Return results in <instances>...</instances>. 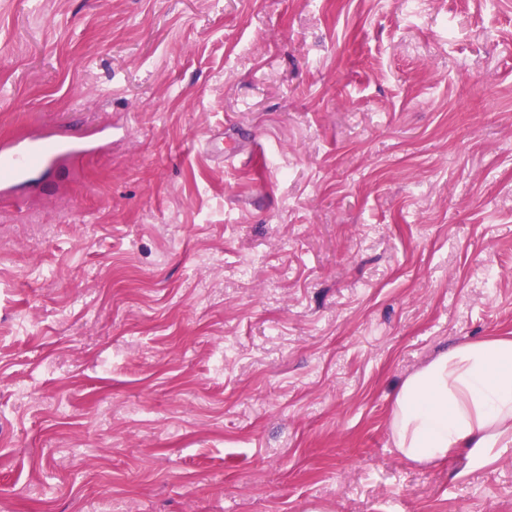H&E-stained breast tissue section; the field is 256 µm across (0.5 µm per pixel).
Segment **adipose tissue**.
Returning <instances> with one entry per match:
<instances>
[{
	"mask_svg": "<svg viewBox=\"0 0 512 512\" xmlns=\"http://www.w3.org/2000/svg\"><path fill=\"white\" fill-rule=\"evenodd\" d=\"M388 427L399 457L423 467L512 440V336L462 342L407 375Z\"/></svg>",
	"mask_w": 512,
	"mask_h": 512,
	"instance_id": "1",
	"label": "adipose tissue"
}]
</instances>
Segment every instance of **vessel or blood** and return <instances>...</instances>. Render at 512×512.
Returning a JSON list of instances; mask_svg holds the SVG:
<instances>
[{
    "instance_id": "obj_1",
    "label": "vessel or blood",
    "mask_w": 512,
    "mask_h": 512,
    "mask_svg": "<svg viewBox=\"0 0 512 512\" xmlns=\"http://www.w3.org/2000/svg\"><path fill=\"white\" fill-rule=\"evenodd\" d=\"M83 146L57 143L44 137H25L0 143V188L33 184L55 168L62 157L86 154Z\"/></svg>"
}]
</instances>
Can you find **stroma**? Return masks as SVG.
I'll return each instance as SVG.
<instances>
[{
  "label": "stroma",
  "instance_id": "stroma-1",
  "mask_svg": "<svg viewBox=\"0 0 512 512\" xmlns=\"http://www.w3.org/2000/svg\"><path fill=\"white\" fill-rule=\"evenodd\" d=\"M32 134L94 151L0 196L9 512H512L388 427L512 336V0H0Z\"/></svg>",
  "mask_w": 512,
  "mask_h": 512
}]
</instances>
